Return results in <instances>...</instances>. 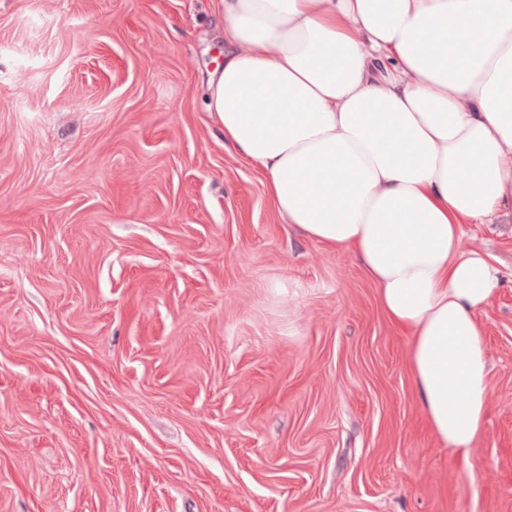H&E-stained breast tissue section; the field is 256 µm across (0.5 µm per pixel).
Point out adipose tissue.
Wrapping results in <instances>:
<instances>
[{"label": "adipose tissue", "mask_w": 512, "mask_h": 512, "mask_svg": "<svg viewBox=\"0 0 512 512\" xmlns=\"http://www.w3.org/2000/svg\"><path fill=\"white\" fill-rule=\"evenodd\" d=\"M224 66L204 109L279 215L349 250L387 317L434 435L485 432L476 313L495 293L462 227L512 217V0H219Z\"/></svg>", "instance_id": "ef3b65f1"}]
</instances>
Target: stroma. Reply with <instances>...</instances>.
Here are the masks:
<instances>
[{
	"mask_svg": "<svg viewBox=\"0 0 512 512\" xmlns=\"http://www.w3.org/2000/svg\"><path fill=\"white\" fill-rule=\"evenodd\" d=\"M215 0H0V512H512V223L467 224L486 430L203 109Z\"/></svg>",
	"mask_w": 512,
	"mask_h": 512,
	"instance_id": "stroma-1",
	"label": "stroma"
}]
</instances>
